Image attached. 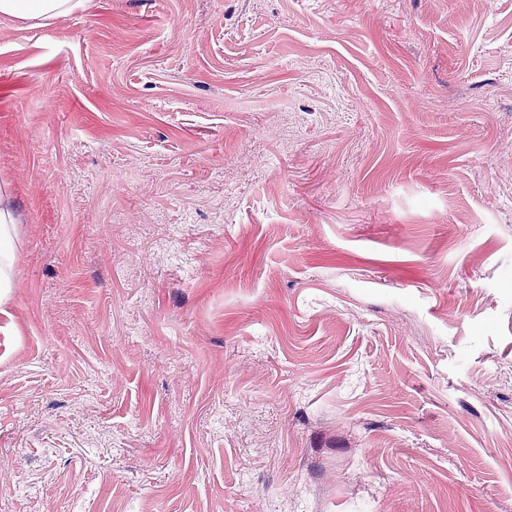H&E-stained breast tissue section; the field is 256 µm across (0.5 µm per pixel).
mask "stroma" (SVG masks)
Here are the masks:
<instances>
[{"label":"stroma","instance_id":"1","mask_svg":"<svg viewBox=\"0 0 512 512\" xmlns=\"http://www.w3.org/2000/svg\"><path fill=\"white\" fill-rule=\"evenodd\" d=\"M0 512H512V0L0 16ZM18 219L10 184L0 181V297L11 288Z\"/></svg>","mask_w":512,"mask_h":512}]
</instances>
